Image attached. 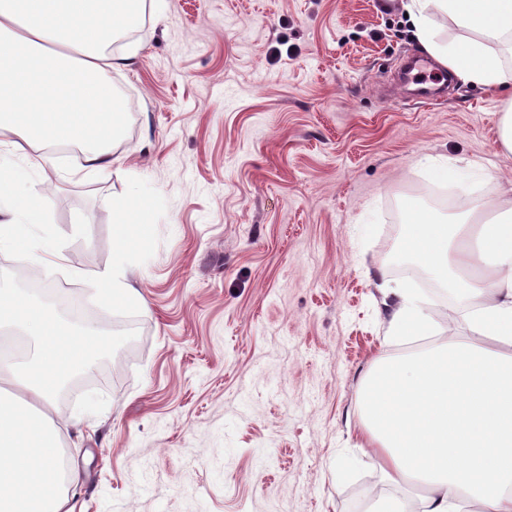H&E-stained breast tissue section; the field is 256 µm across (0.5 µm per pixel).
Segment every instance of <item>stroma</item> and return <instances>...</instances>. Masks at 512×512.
<instances>
[{"label": "stroma", "instance_id": "35a3bbf8", "mask_svg": "<svg viewBox=\"0 0 512 512\" xmlns=\"http://www.w3.org/2000/svg\"><path fill=\"white\" fill-rule=\"evenodd\" d=\"M119 40L137 56L111 73L129 109L111 173L54 153L36 187L65 242L50 288L91 294L120 242L147 257L140 303L112 314L136 338L86 372L101 410L76 429L71 390L44 408L75 512H422L382 475L364 381L381 355L482 338L440 302L431 338L387 339L372 278H407L392 257L413 190L437 196L429 159L491 213L506 92L394 81L424 55L400 0H163ZM143 181L169 215L142 240L112 203Z\"/></svg>", "mask_w": 512, "mask_h": 512}]
</instances>
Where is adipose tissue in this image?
Returning a JSON list of instances; mask_svg holds the SVG:
<instances>
[{"label":"adipose tissue","mask_w":512,"mask_h":512,"mask_svg":"<svg viewBox=\"0 0 512 512\" xmlns=\"http://www.w3.org/2000/svg\"><path fill=\"white\" fill-rule=\"evenodd\" d=\"M146 0H0V251L19 247L44 255L63 243L33 207L40 162L25 145L71 142L86 169L112 170L111 144L120 115L105 80L131 64L114 55L109 38L138 19ZM414 40L463 82L512 88V64L489 49L512 45V0H402ZM445 16L476 30L462 41L442 39L435 19ZM76 45L80 62L49 52ZM494 221L474 212L448 222L411 204L404 245L395 263L427 271L452 312L473 331L512 342V189L495 192ZM135 261L118 245L100 273V305L133 304ZM376 287L390 314L389 333L428 329L413 282ZM361 422L381 450L388 482L414 476L429 490L424 512H464L468 497L490 512H512V355L463 343L433 345L407 356L378 360L367 378Z\"/></svg>","instance_id":"1"}]
</instances>
